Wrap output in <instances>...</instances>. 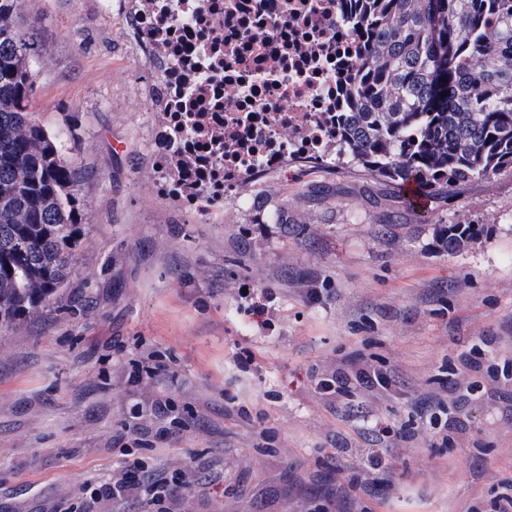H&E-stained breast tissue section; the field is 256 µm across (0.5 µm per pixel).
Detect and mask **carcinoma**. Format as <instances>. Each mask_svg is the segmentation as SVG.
<instances>
[{"instance_id":"cac0c4a2","label":"carcinoma","mask_w":512,"mask_h":512,"mask_svg":"<svg viewBox=\"0 0 512 512\" xmlns=\"http://www.w3.org/2000/svg\"><path fill=\"white\" fill-rule=\"evenodd\" d=\"M358 65L344 79L336 155L438 194L512 171V0H349ZM0 0V332L66 286L87 172L32 110L46 49ZM475 227H448L460 250Z\"/></svg>"}]
</instances>
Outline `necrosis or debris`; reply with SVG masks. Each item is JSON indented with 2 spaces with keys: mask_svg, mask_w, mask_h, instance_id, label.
I'll return each mask as SVG.
<instances>
[{
  "mask_svg": "<svg viewBox=\"0 0 512 512\" xmlns=\"http://www.w3.org/2000/svg\"><path fill=\"white\" fill-rule=\"evenodd\" d=\"M344 0H141L127 26L152 74L156 185L214 216L224 190L332 145L343 63L355 57Z\"/></svg>",
  "mask_w": 512,
  "mask_h": 512,
  "instance_id": "1",
  "label": "necrosis or debris"
}]
</instances>
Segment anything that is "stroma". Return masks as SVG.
<instances>
[{"mask_svg": "<svg viewBox=\"0 0 512 512\" xmlns=\"http://www.w3.org/2000/svg\"><path fill=\"white\" fill-rule=\"evenodd\" d=\"M132 0H27L47 47L32 106L74 138L86 213L68 285L0 335V512H64L86 480L123 478L134 437L156 473L196 471L175 512H494L512 492V171L420 202L363 169L288 164L238 183L216 221L154 184L151 73L131 48ZM484 231L456 253L448 225ZM273 289L259 333L242 288ZM320 291L309 301L307 289ZM259 369L241 370L240 349ZM151 352L173 374L129 380ZM365 360L396 391L328 400L319 379ZM436 393L449 442L416 403ZM188 424L165 442L154 408ZM389 440L368 429L357 407ZM380 451L386 468L366 467Z\"/></svg>", "mask_w": 512, "mask_h": 512, "instance_id": "stroma-1", "label": "stroma"}]
</instances>
